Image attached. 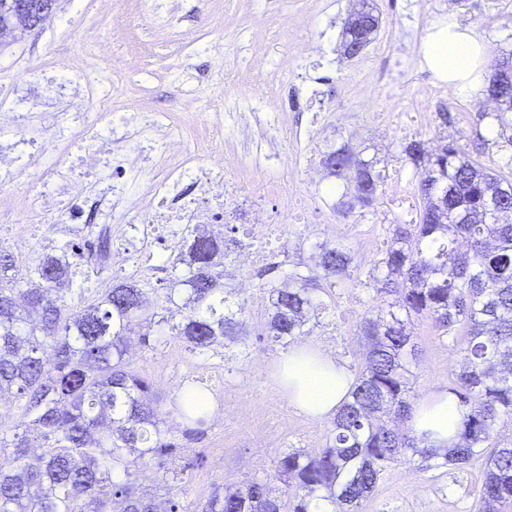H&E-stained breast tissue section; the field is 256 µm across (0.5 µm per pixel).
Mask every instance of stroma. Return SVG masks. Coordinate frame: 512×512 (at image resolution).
<instances>
[{
    "instance_id": "1",
    "label": "stroma",
    "mask_w": 512,
    "mask_h": 512,
    "mask_svg": "<svg viewBox=\"0 0 512 512\" xmlns=\"http://www.w3.org/2000/svg\"><path fill=\"white\" fill-rule=\"evenodd\" d=\"M357 0H140L132 18V36L143 54L130 68L115 73L104 65L96 74L103 86L147 89L144 111H175L173 84H190L200 108L226 112L266 111V98L309 83H318L322 97L315 108L289 113L288 121L309 127L313 114L325 115L327 128L316 145L317 153L347 144L376 159L383 174L376 201L356 207L348 218L336 213L335 196L312 197L309 221L286 224L288 235L301 240L324 239L329 225L343 223L338 238L347 244L356 266L343 286L325 298L326 312L312 326L311 343L330 340L333 354L352 376L364 368V347L359 325L375 304L371 271L391 241L394 224H414L422 206L418 172L408 163L402 147L419 140L435 148L456 140L471 150L477 132L487 125L479 115L480 103L448 90L420 63L421 43L428 26L448 16L486 34L490 57L512 52V0H370L381 17L375 40L357 58L339 55L343 24ZM205 30L208 42L189 61L169 55L161 39L168 26ZM121 47L122 32L110 31L96 12V0H81L72 8L62 0L59 10L39 29L25 32L17 42L0 47V76L22 83L24 70L41 67L59 76L67 56L81 57L102 37ZM319 43L324 56L311 67L294 61L299 43ZM263 57L274 81L262 93L238 84L251 73L254 57ZM172 69L176 83L158 79ZM450 122H443V115ZM269 304L245 300L242 319L250 333L248 345L218 346L202 359L180 350L179 362L168 355L176 339L156 349L138 348L130 369L147 377L163 402L189 383L188 368L199 363L222 373L225 388L237 385L242 374L251 377L254 415L250 424L208 419L197 434L183 439L175 461L185 467L184 482L164 483L157 467L141 468L137 490L157 499H173L180 512H199L214 491L238 485L245 478H265L277 457L300 449L315 453L323 448L332 427L328 421L306 418L289 406L272 376V367L286 347L267 337ZM414 340L421 349L413 365L415 398L448 387L460 358L452 336L436 333L429 319L414 322ZM481 473L475 468L428 469L420 459L396 463L386 472L364 512H477Z\"/></svg>"
}]
</instances>
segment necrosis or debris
Here are the masks:
<instances>
[{
	"label": "necrosis or debris",
	"mask_w": 512,
	"mask_h": 512,
	"mask_svg": "<svg viewBox=\"0 0 512 512\" xmlns=\"http://www.w3.org/2000/svg\"><path fill=\"white\" fill-rule=\"evenodd\" d=\"M102 61L116 72L123 66L122 55L101 40L69 65L63 83L53 84L45 71L32 69L23 85L0 91V139L7 143L0 150V185L20 188L0 202V234H12L22 247L30 236H39L43 224L53 223V234L41 244L67 254L77 271L81 242L103 238L108 248L100 264L114 275L144 281L160 272L158 252L177 254L188 227L233 223L236 213L224 202L238 194L250 199V218L227 255L225 275L273 258L292 261L282 227L289 218L302 221L304 209L260 204L264 186L256 176L268 162L292 160L303 168L308 185H315V130H293L302 150L290 158L273 147L252 148V131L240 113L208 112L190 123L189 147L177 130L182 115L195 110L197 96L184 89L178 112H151L145 122L120 124L103 137L96 128L107 95L93 78ZM228 125L236 127L241 141L240 152L229 158L224 155ZM32 168L39 172L37 182L22 184ZM186 184L195 197L181 194Z\"/></svg>",
	"instance_id": "obj_1"
}]
</instances>
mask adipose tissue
<instances>
[{
	"label": "adipose tissue",
	"instance_id": "adipose-tissue-1",
	"mask_svg": "<svg viewBox=\"0 0 512 512\" xmlns=\"http://www.w3.org/2000/svg\"><path fill=\"white\" fill-rule=\"evenodd\" d=\"M487 55L483 33L451 18L435 21L421 48L424 67L455 94L472 99L484 93ZM274 378L292 408L319 421L335 417L352 385L348 369L309 342L280 355ZM467 412V406L442 389L417 402L409 426L419 447L444 449L457 440Z\"/></svg>",
	"mask_w": 512,
	"mask_h": 512
}]
</instances>
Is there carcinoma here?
I'll use <instances>...</instances> for the list:
<instances>
[{
  "instance_id": "1",
  "label": "carcinoma",
  "mask_w": 512,
  "mask_h": 512,
  "mask_svg": "<svg viewBox=\"0 0 512 512\" xmlns=\"http://www.w3.org/2000/svg\"><path fill=\"white\" fill-rule=\"evenodd\" d=\"M13 26L47 21L48 0H24ZM486 135L476 147L512 149V75L486 99ZM422 142L403 146L419 174L420 221L396 225L392 243L375 269L392 297L389 310L366 316L359 335L367 343L366 365L350 400L333 421L332 438L315 454L280 455L265 480L246 478L234 491L215 493L201 512H362L387 469L420 456L428 468L478 464L483 472L479 512L512 506V440L494 437L497 423L512 420V179L484 170L455 141L430 151ZM333 174L356 171L353 192L340 194L336 212L353 202L370 206L383 180L376 162L346 145L323 153ZM184 268L172 266L163 303H150L148 290L125 279L72 309L65 298H48L69 280L66 258L48 255L21 276L11 255L0 249V395L22 410L11 436L0 433V512H179L178 504L138 492L132 464L161 467L177 443L159 424L150 381L128 368L126 332L144 329L151 348L176 337L203 356L215 346L247 344L243 321L224 296V251L220 238L194 227L185 238ZM313 264L282 272V288L269 285L272 312L268 337L288 345L307 335L305 326L326 310L322 296L347 277L353 261L342 243L317 242ZM208 270L212 282L197 276ZM427 317L443 334L459 331L463 357L452 370L449 390L469 408L456 444L440 454L420 448L404 426L413 410L410 367L419 359L413 321ZM207 388L181 390L174 410L188 426L205 422ZM44 449L29 461V449ZM283 485L276 495L271 481Z\"/></svg>"
}]
</instances>
